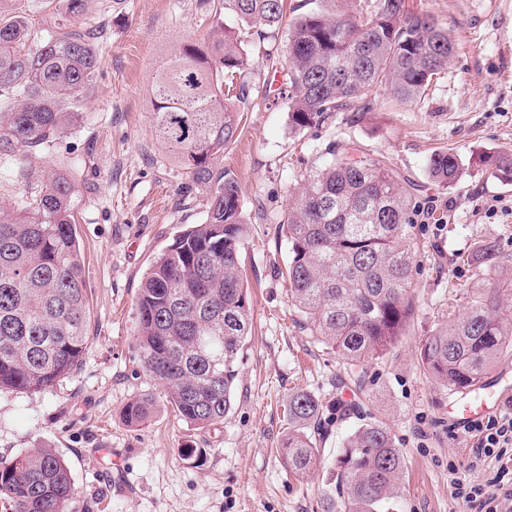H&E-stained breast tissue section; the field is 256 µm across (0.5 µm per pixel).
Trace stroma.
I'll use <instances>...</instances> for the list:
<instances>
[{
    "mask_svg": "<svg viewBox=\"0 0 512 512\" xmlns=\"http://www.w3.org/2000/svg\"><path fill=\"white\" fill-rule=\"evenodd\" d=\"M446 27L456 50L420 101L379 89L371 110L340 112L335 124L294 133L287 95L269 85L267 54L286 45L248 40L250 98L241 133L219 164L242 188L249 235L241 260L252 333L241 350L236 398L223 423L198 429L177 418L134 346L135 299L157 255L188 225L202 223L204 190L168 156L152 132V83L173 50L207 37L200 0H90L79 26L91 29L102 63L80 102L81 119L41 157L0 168V208L16 212L31 187L54 171L79 190L75 227L89 302L88 349L78 369L39 392L0 390V456L51 448L70 468L71 512H318L317 502L344 436L359 421L384 423L405 468L396 512H470L450 475L494 478V459L476 460L473 438L448 412L454 393L433 383L420 360L426 336L462 318L479 246L497 244L512 268V184L471 168L452 188L432 182L430 155L483 150L512 154V0H409ZM360 146L385 155L419 187L410 230L416 310L384 357L353 367L298 329L279 270L288 243L279 230L307 175ZM336 404L314 470L288 472L278 456L294 388ZM151 396L152 414L126 423L132 401ZM199 457L184 459L185 446ZM132 486L112 487L115 468Z\"/></svg>",
    "mask_w": 512,
    "mask_h": 512,
    "instance_id": "1",
    "label": "stroma"
}]
</instances>
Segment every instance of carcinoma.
<instances>
[{"instance_id": "carcinoma-1", "label": "carcinoma", "mask_w": 512, "mask_h": 512, "mask_svg": "<svg viewBox=\"0 0 512 512\" xmlns=\"http://www.w3.org/2000/svg\"><path fill=\"white\" fill-rule=\"evenodd\" d=\"M45 42L26 48L25 18L0 0V161L35 155L79 120L81 95L101 64L89 32L76 19L87 0H64ZM286 0H201L213 14L204 43L187 42L155 74L152 125L169 157L206 190V219L179 234L146 272L136 298L135 347L144 372L162 386L180 419L198 429L221 423L233 407L241 349L251 334L241 264L248 234L237 179L218 161L237 139L248 65L243 37L224 28L234 14L258 39L277 40ZM303 0L286 45L289 127L319 128L356 105L369 110L380 87L397 101H418L448 63V29L406 0ZM480 163L512 182V155L485 153ZM430 179L443 188L463 175L461 156H430ZM385 157L343 156L309 176L282 224L295 325L356 365L385 354L415 311L412 190ZM74 176L59 173L28 192L21 211L0 215V390L40 391L73 373L88 348V297L73 225ZM499 252L481 246L477 270L497 278L473 293L466 316L421 345L420 359L438 385L464 392L483 382L512 345V272L498 271ZM151 399L131 402L136 425ZM328 406L304 388L288 395V435L280 454L289 473L309 472ZM404 457L390 430L356 428L336 450L321 512H392ZM70 468L51 448L0 457V505L7 512H69Z\"/></svg>"}]
</instances>
